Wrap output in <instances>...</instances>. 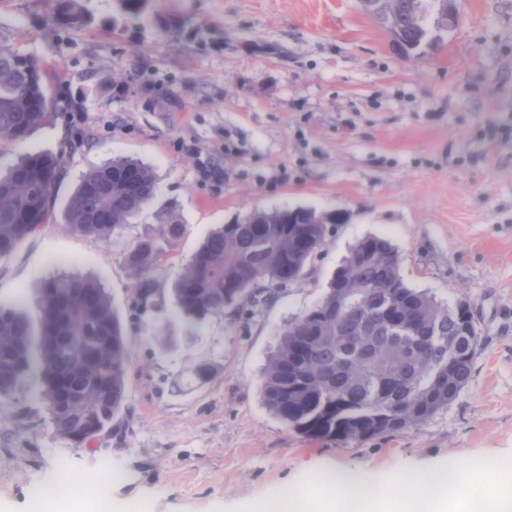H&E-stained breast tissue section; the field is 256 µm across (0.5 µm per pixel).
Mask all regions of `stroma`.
Wrapping results in <instances>:
<instances>
[{"instance_id": "stroma-1", "label": "stroma", "mask_w": 512, "mask_h": 512, "mask_svg": "<svg viewBox=\"0 0 512 512\" xmlns=\"http://www.w3.org/2000/svg\"><path fill=\"white\" fill-rule=\"evenodd\" d=\"M85 6L89 22L66 28L53 0H0V44L42 61L52 99L24 139L0 144V167L62 155L60 208L83 173L134 158L153 169L156 198L107 241L51 220L0 259V303L35 325L45 280L97 277L126 326L131 415L122 435L78 447L55 435L37 377L0 399V512H239L325 468L383 475L512 456V0H458L444 42L415 56L360 0H150L135 22L114 0ZM161 207L183 233L154 279L163 309L143 311L125 255ZM288 207L348 219L256 314L187 324L173 288L202 240ZM366 236L392 246L409 287L469 301L480 350L459 397L424 423L309 439L265 407L263 366ZM198 363L212 368L203 384L190 378ZM105 462L123 476L95 485ZM65 474L83 498H38Z\"/></svg>"}]
</instances>
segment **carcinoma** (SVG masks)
<instances>
[{"label":"carcinoma","mask_w":512,"mask_h":512,"mask_svg":"<svg viewBox=\"0 0 512 512\" xmlns=\"http://www.w3.org/2000/svg\"><path fill=\"white\" fill-rule=\"evenodd\" d=\"M373 11L399 51L420 47L425 13L438 0H386ZM121 16L140 19L149 0H116ZM67 26L88 21L82 0H56ZM39 58L0 45V142L17 141L41 121L49 105ZM62 156L28 154L0 169V258L53 218L63 180ZM152 170L114 159L84 173L62 210L63 223L90 240L120 233L155 198ZM155 232L125 256L135 278L136 301L155 296L153 274L165 264V243L182 225L161 208ZM339 212L256 210L214 231L175 285L189 323L299 279L324 243L326 225ZM346 287L338 288L336 284ZM38 329L11 304H0V397L12 396L36 374L54 432L80 446L112 433L128 412L125 372L131 351L124 322L96 279L71 275L46 281ZM400 313L404 329L388 321ZM480 340L469 307L442 302L408 287L391 245L375 236L358 240L336 270L322 299L288 323L263 371L269 411L299 434L318 440H361L418 425L458 398Z\"/></svg>","instance_id":"carcinoma-1"}]
</instances>
